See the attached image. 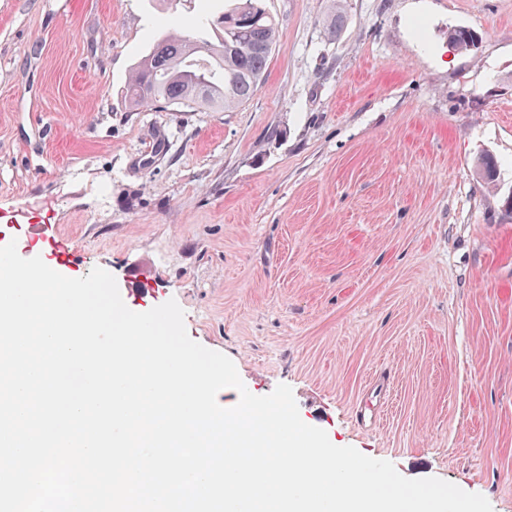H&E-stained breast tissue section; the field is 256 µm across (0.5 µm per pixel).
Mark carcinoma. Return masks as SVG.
I'll return each mask as SVG.
<instances>
[{
    "mask_svg": "<svg viewBox=\"0 0 512 512\" xmlns=\"http://www.w3.org/2000/svg\"><path fill=\"white\" fill-rule=\"evenodd\" d=\"M231 2L216 21L196 22L198 29L209 24L219 29L215 40L173 32L140 59L126 86L129 111L159 104L187 112H227L256 94L265 80L278 27L264 0ZM448 43L470 52L477 37L469 29L456 28L448 31ZM477 171L484 183L495 184L497 166L492 157L480 158Z\"/></svg>",
    "mask_w": 512,
    "mask_h": 512,
    "instance_id": "1",
    "label": "carcinoma"
}]
</instances>
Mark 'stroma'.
Masks as SVG:
<instances>
[{"label":"stroma","instance_id":"35a3bbf8","mask_svg":"<svg viewBox=\"0 0 512 512\" xmlns=\"http://www.w3.org/2000/svg\"><path fill=\"white\" fill-rule=\"evenodd\" d=\"M226 6L0 0V246L49 261L69 238V277L107 270L136 312L176 300L334 445L512 512V0H265L279 40L252 99L127 111L172 20Z\"/></svg>","mask_w":512,"mask_h":512}]
</instances>
